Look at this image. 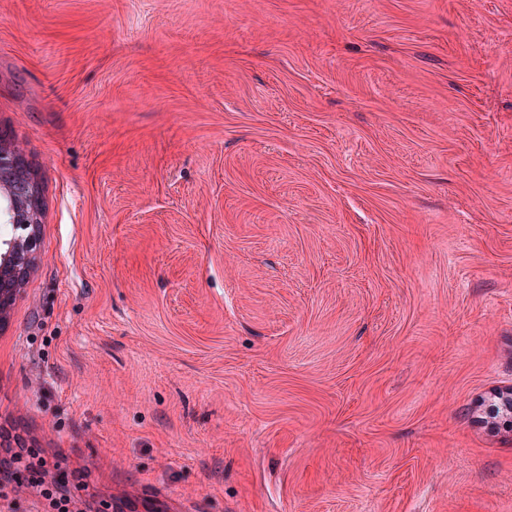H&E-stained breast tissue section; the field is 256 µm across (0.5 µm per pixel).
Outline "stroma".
Returning <instances> with one entry per match:
<instances>
[{
    "mask_svg": "<svg viewBox=\"0 0 512 512\" xmlns=\"http://www.w3.org/2000/svg\"><path fill=\"white\" fill-rule=\"evenodd\" d=\"M0 139L26 447L169 512H512V0H0ZM0 220L6 228V232L2 234V226L0 233V250L6 251V253H10L13 247L19 243V241L24 237L33 247L37 242V237L34 233L30 232L26 236H24L21 231H25L29 226L27 224H11V219L9 218L7 210L1 209L0 212ZM31 249H21L14 253L10 267L14 271L15 278L10 268L2 269L0 267V310L9 307L15 300L17 286L20 287L25 278L29 268L34 264L36 256H30Z\"/></svg>",
    "mask_w": 512,
    "mask_h": 512,
    "instance_id": "1",
    "label": "stroma"
}]
</instances>
